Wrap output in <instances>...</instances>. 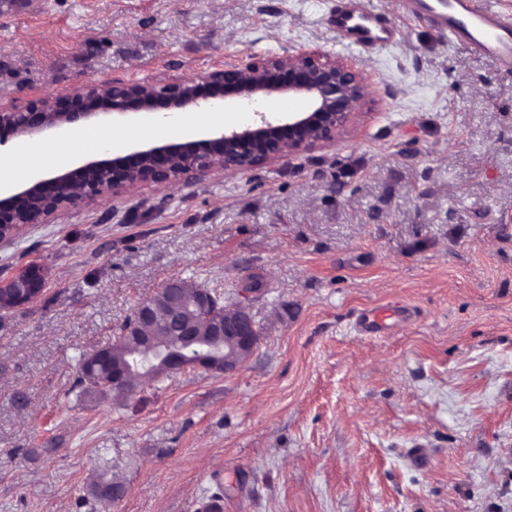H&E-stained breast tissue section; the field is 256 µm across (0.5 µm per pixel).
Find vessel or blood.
Returning <instances> with one entry per match:
<instances>
[{
  "instance_id": "b4317fda",
  "label": "vessel or blood",
  "mask_w": 512,
  "mask_h": 512,
  "mask_svg": "<svg viewBox=\"0 0 512 512\" xmlns=\"http://www.w3.org/2000/svg\"><path fill=\"white\" fill-rule=\"evenodd\" d=\"M405 10L427 21L449 41L466 44L492 58L512 74V9L489 6L487 0H403ZM336 32L371 52L395 41L396 29L381 15L368 11L363 0H336L329 13Z\"/></svg>"
}]
</instances>
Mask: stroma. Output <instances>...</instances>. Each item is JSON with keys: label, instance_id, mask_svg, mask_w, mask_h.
I'll list each match as a JSON object with an SVG mask.
<instances>
[{"label": "stroma", "instance_id": "1", "mask_svg": "<svg viewBox=\"0 0 512 512\" xmlns=\"http://www.w3.org/2000/svg\"><path fill=\"white\" fill-rule=\"evenodd\" d=\"M366 52L333 0H15L0 99L88 80L189 77L297 46L357 64L373 100L336 141L114 204L86 202L0 249L42 293L0 311V512H512V76L403 12ZM150 117L108 122L122 147ZM181 279L260 324L229 374L188 367L130 398L75 399L81 355ZM385 307L382 330L357 314Z\"/></svg>", "mask_w": 512, "mask_h": 512}]
</instances>
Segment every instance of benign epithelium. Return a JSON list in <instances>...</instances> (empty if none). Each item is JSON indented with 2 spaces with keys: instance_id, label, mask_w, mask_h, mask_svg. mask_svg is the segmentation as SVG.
I'll return each instance as SVG.
<instances>
[{
  "instance_id": "1",
  "label": "benign epithelium",
  "mask_w": 512,
  "mask_h": 512,
  "mask_svg": "<svg viewBox=\"0 0 512 512\" xmlns=\"http://www.w3.org/2000/svg\"><path fill=\"white\" fill-rule=\"evenodd\" d=\"M288 94L296 107L288 116L264 110L267 100ZM230 98L254 114L252 123L226 131L216 129L204 139L186 140L160 147L144 146L125 155L111 156L101 147L94 156L58 175L30 179L25 186L0 198V245L13 243L3 234L19 224H48L55 215L88 201H108L142 185L159 189L186 185L221 173H243L268 163L288 161L336 140L355 123L373 98L372 85L362 69L318 50L289 47L265 58L226 63L192 77L165 81L90 80L74 92L49 94L24 105L0 102V146L25 140L98 116L125 118L145 114L169 118L186 108H210ZM13 288H32L29 302L40 291L39 271L15 277ZM200 319L209 335L224 341V365L208 371L227 374L239 368L241 355L254 351L259 326L243 308L228 309L209 288L196 290ZM137 321L152 319L178 327L195 346L194 326L177 309L147 304L135 310Z\"/></svg>"
}]
</instances>
